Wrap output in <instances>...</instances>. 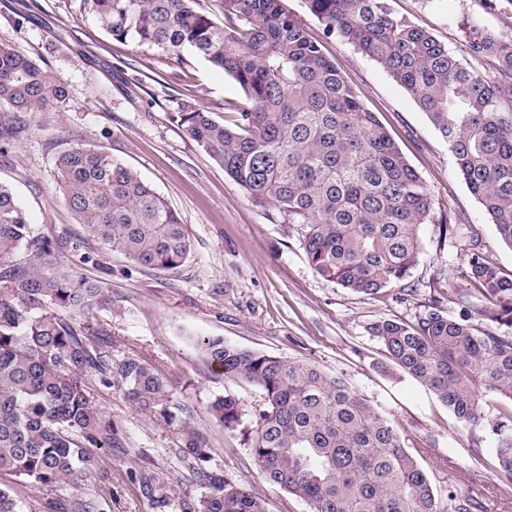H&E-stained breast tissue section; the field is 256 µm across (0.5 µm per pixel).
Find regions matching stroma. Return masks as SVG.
I'll return each instance as SVG.
<instances>
[{
	"label": "stroma",
	"mask_w": 512,
	"mask_h": 512,
	"mask_svg": "<svg viewBox=\"0 0 512 512\" xmlns=\"http://www.w3.org/2000/svg\"><path fill=\"white\" fill-rule=\"evenodd\" d=\"M392 9L427 29L463 62H470L468 29L512 35L507 0H390ZM32 21L16 27L19 13ZM37 61L69 86L66 111L43 119L30 114L8 153L0 181L10 184L35 233L66 236L56 262L68 271L105 279L112 302L97 310L113 357L136 356L162 372L209 450L207 470L249 493L263 512H311L302 499L259 474L242 435L265 405L256 386L212 369L197 345L204 337L318 366L344 379L399 430L406 448L429 474L440 501L449 494L475 498L480 512H512V483L492 469L493 442L481 427L456 420L427 386L393 365L369 333L387 319L417 323L431 299L466 289L463 246L477 239L487 258L512 277V248L457 174L447 144L411 96L377 63L338 38L325 44L335 63L374 112L424 182L431 220L421 228L418 263L403 282L375 295L343 288L309 263L295 224L269 219L209 154L166 112L182 98L223 120L224 105L247 106L237 83L191 52L175 57L112 39L89 0H0V45ZM74 143L103 149L160 193L186 224L191 254L166 271L106 251L77 224L59 189L56 152ZM449 286L435 284L436 275ZM96 402L129 437L125 452L92 449L93 465L75 485L45 487L0 473L27 512H73L97 502L101 512H154L138 486L140 467L162 472L172 512L202 491L178 450L181 430L141 412L97 381ZM220 396L236 399L241 427L225 429L211 413Z\"/></svg>",
	"instance_id": "35a3bbf8"
}]
</instances>
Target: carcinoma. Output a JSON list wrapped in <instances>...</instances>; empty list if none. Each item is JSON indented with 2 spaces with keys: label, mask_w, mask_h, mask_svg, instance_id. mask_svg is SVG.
<instances>
[{
  "label": "carcinoma",
  "mask_w": 512,
  "mask_h": 512,
  "mask_svg": "<svg viewBox=\"0 0 512 512\" xmlns=\"http://www.w3.org/2000/svg\"><path fill=\"white\" fill-rule=\"evenodd\" d=\"M118 41L174 55L189 50L231 76L251 102L226 125L198 104L172 99L170 119L271 218L302 229L314 270L373 295L411 274L429 221V193L374 113L368 111L283 0H90ZM324 38L337 37L379 64L415 100L448 144L456 171L512 247V37L468 32L469 53L493 76L467 66L430 32L394 13L388 0H305ZM72 97L34 60L0 46V146L23 116L62 112ZM58 183L76 217L103 247L157 270L191 252L179 215L132 168L102 149L73 144L55 157ZM61 238L33 234L12 188L0 182V472L72 483L91 448H124L127 437L96 404L87 375L132 406L179 423L184 462L207 448L162 376L143 360L112 358L106 332L91 326L112 290L55 269ZM30 252L16 259L21 249ZM476 289L452 292L457 314L433 300L418 322L371 325L387 358L438 396L455 418L484 425L495 471L512 480V414L485 417L479 388L512 402V278L477 241L464 248ZM485 326L477 327L475 322ZM198 345L210 366L258 387L265 406L248 441L260 474L303 499L311 512H447L397 429L346 381L318 367L261 354L220 337ZM211 412L234 430L237 400ZM209 491L183 512H262L220 474L198 468ZM141 494L155 512L171 498L161 473L144 466ZM0 512H24L0 489Z\"/></svg>",
  "instance_id": "carcinoma-1"
}]
</instances>
